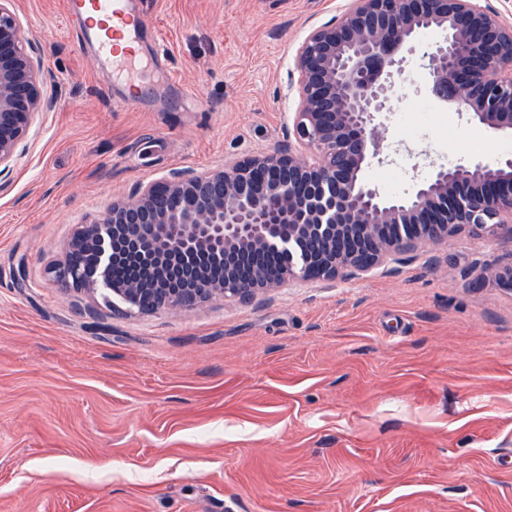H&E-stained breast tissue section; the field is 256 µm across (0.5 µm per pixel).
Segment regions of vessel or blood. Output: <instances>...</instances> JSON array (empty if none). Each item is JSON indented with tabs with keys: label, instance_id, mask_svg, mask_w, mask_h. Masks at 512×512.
I'll return each mask as SVG.
<instances>
[{
	"label": "vessel or blood",
	"instance_id": "1",
	"mask_svg": "<svg viewBox=\"0 0 512 512\" xmlns=\"http://www.w3.org/2000/svg\"><path fill=\"white\" fill-rule=\"evenodd\" d=\"M66 18L80 45H91L97 61L129 67L151 24L131 0H65Z\"/></svg>",
	"mask_w": 512,
	"mask_h": 512
}]
</instances>
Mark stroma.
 Here are the masks:
<instances>
[{
  "mask_svg": "<svg viewBox=\"0 0 512 512\" xmlns=\"http://www.w3.org/2000/svg\"><path fill=\"white\" fill-rule=\"evenodd\" d=\"M350 0H143L134 79L78 48L64 0H13L52 101L0 175V512H512V233L348 280L140 314L47 273L74 227L169 172L287 146L312 29ZM422 32L381 121L378 183L512 158V132L423 87Z\"/></svg>",
  "mask_w": 512,
  "mask_h": 512,
  "instance_id": "35a3bbf8",
  "label": "stroma"
}]
</instances>
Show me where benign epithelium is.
I'll return each mask as SVG.
<instances>
[{
  "mask_svg": "<svg viewBox=\"0 0 512 512\" xmlns=\"http://www.w3.org/2000/svg\"><path fill=\"white\" fill-rule=\"evenodd\" d=\"M437 32L424 52L425 86L460 113L495 131L512 129V25L478 0H351L340 19L312 29L295 55L300 74L288 131L295 144L206 173L174 171L112 201L79 225L67 250L92 249L97 276L62 262L58 281L93 294L108 290L141 313L193 309L217 298L248 300L294 279L355 277L407 251L438 246L462 232L497 237L512 223V159L433 169L404 197L386 198L361 173L379 155L375 114L404 73L400 52L423 29ZM33 47L21 34L11 0H0V174L10 170L39 111ZM181 201L170 210L154 202ZM119 246L149 271L144 283H112ZM187 251L286 256L276 277L254 267L243 277L224 263V279L196 265L175 266ZM512 285V264L484 268Z\"/></svg>",
  "mask_w": 512,
  "mask_h": 512,
  "instance_id": "obj_1",
  "label": "benign epithelium"
}]
</instances>
